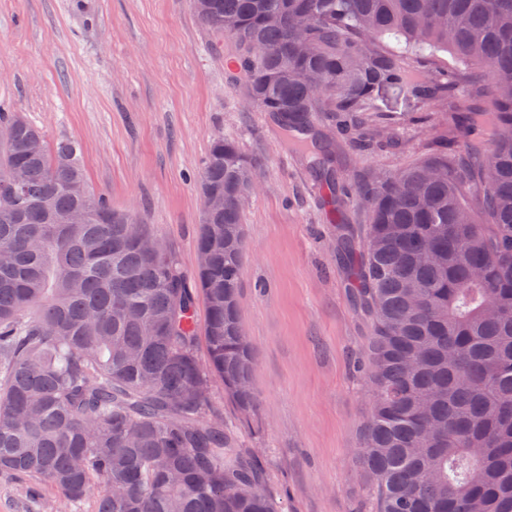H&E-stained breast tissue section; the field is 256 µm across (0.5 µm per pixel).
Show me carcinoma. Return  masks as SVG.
<instances>
[{"instance_id": "cac0c4a2", "label": "carcinoma", "mask_w": 512, "mask_h": 512, "mask_svg": "<svg viewBox=\"0 0 512 512\" xmlns=\"http://www.w3.org/2000/svg\"><path fill=\"white\" fill-rule=\"evenodd\" d=\"M197 2L287 140L323 112L371 144L382 91L444 101L487 71L490 147L356 188L368 224L346 259L372 322L361 462L378 512H512V0ZM6 132L0 471L69 504L95 494L96 512H276L213 403L220 387L255 407L238 296L256 160L212 139L199 189L224 211L202 219L189 273L167 240L144 251L151 225L89 187L76 143L18 113H0Z\"/></svg>"}]
</instances>
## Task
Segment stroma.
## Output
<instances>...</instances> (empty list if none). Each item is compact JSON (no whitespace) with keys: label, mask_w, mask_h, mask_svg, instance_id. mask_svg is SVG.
Masks as SVG:
<instances>
[{"label":"stroma","mask_w":512,"mask_h":512,"mask_svg":"<svg viewBox=\"0 0 512 512\" xmlns=\"http://www.w3.org/2000/svg\"><path fill=\"white\" fill-rule=\"evenodd\" d=\"M489 86L475 69L445 103L380 94L378 109L398 119L382 146L333 134L319 112L309 135L328 150L336 181L359 185L441 146L487 145L463 116L470 88ZM0 108L23 113L49 143L76 142L89 185L172 242L189 271L212 138L234 137L256 159L239 290L256 353L255 417L240 423L224 395L216 404L280 512H377L359 458L371 321L342 260L345 240L363 238L365 213L335 201L307 153L250 104L187 0H0ZM0 512H96V498L71 507L44 482L0 472Z\"/></svg>","instance_id":"35a3bbf8"}]
</instances>
